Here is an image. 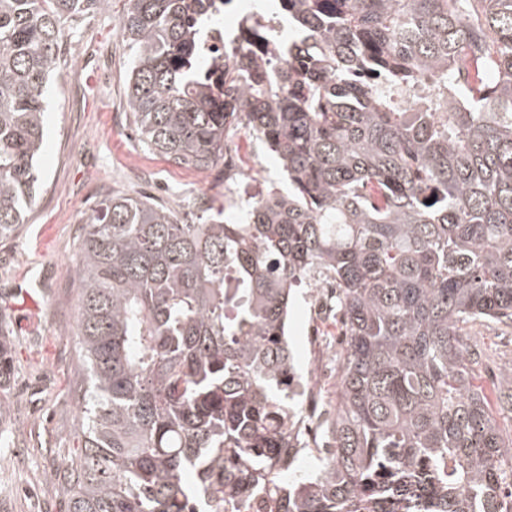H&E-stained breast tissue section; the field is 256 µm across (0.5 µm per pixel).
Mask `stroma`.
<instances>
[{
    "instance_id": "1",
    "label": "stroma",
    "mask_w": 512,
    "mask_h": 512,
    "mask_svg": "<svg viewBox=\"0 0 512 512\" xmlns=\"http://www.w3.org/2000/svg\"><path fill=\"white\" fill-rule=\"evenodd\" d=\"M129 0L81 22L59 49L46 93L43 187L23 226L0 240V311L10 329L12 374L0 389V512H68L71 462L83 447L81 408L89 388L78 343L80 282L71 268L83 227L112 194L152 197L186 224L205 207L191 203L190 170L149 152L125 103L133 52L119 32ZM316 282L296 291L288 324L294 367L332 365L340 349ZM481 357L480 383L512 377V326L470 324Z\"/></svg>"
}]
</instances>
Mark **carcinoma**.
Segmentation results:
<instances>
[{
	"instance_id": "obj_1",
	"label": "carcinoma",
	"mask_w": 512,
	"mask_h": 512,
	"mask_svg": "<svg viewBox=\"0 0 512 512\" xmlns=\"http://www.w3.org/2000/svg\"><path fill=\"white\" fill-rule=\"evenodd\" d=\"M129 2L139 141L207 170L246 110L292 192L224 224L116 194L85 224L69 512H220L260 492L264 512H508L491 398L512 393L474 383L467 327L512 323V0H281L299 38L222 70L197 44L210 0ZM109 6L0 0L1 239L39 190L60 44ZM320 277L345 337L336 413L327 456L291 478L289 306ZM8 336L0 313V384Z\"/></svg>"
}]
</instances>
